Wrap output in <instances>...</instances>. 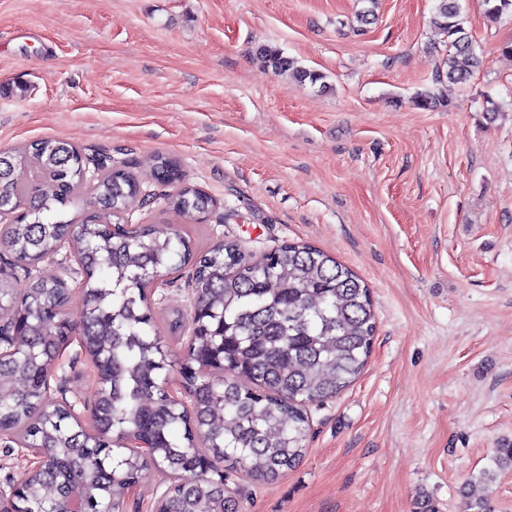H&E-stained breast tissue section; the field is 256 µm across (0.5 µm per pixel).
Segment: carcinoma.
<instances>
[{
	"label": "carcinoma",
	"instance_id": "cac0c4a2",
	"mask_svg": "<svg viewBox=\"0 0 512 512\" xmlns=\"http://www.w3.org/2000/svg\"><path fill=\"white\" fill-rule=\"evenodd\" d=\"M430 24L448 39L449 80L465 84L481 66L460 0H436ZM491 18L512 14V0H484ZM277 71L314 84L323 76L277 48L264 50ZM78 147L55 139L0 150V324L15 352L0 360V431L40 448L51 466L29 471L21 493L0 500V512H68L72 489H84L83 512H120L150 465L176 475L158 512H243L226 478L201 473L209 461L271 484L296 468L307 450V407L345 390L371 353L375 315L370 290L348 267L320 249L286 242L256 257L235 241L199 247L192 230L127 224L147 204L137 179L119 167L97 166ZM154 177L174 187L172 209L191 223L215 200L184 182L169 157L154 158ZM84 217L48 219L69 205ZM74 252L83 272L80 307L71 312L64 280L35 273L61 250ZM190 269L193 316L170 327L184 346L179 373L190 409L166 391L165 339L150 309L154 280ZM25 272L24 282L16 273ZM78 335L97 360L90 423L69 405L46 402L68 337ZM148 445L142 455L131 438ZM512 466V446L498 448L480 473L490 486Z\"/></svg>",
	"mask_w": 512,
	"mask_h": 512
}]
</instances>
